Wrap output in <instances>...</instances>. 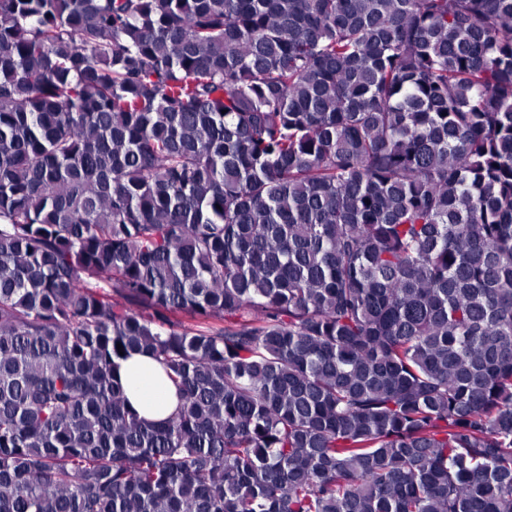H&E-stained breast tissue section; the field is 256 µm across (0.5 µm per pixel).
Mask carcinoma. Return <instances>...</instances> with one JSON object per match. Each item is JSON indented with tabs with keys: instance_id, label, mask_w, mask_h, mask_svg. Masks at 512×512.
<instances>
[{
	"instance_id": "obj_1",
	"label": "carcinoma",
	"mask_w": 512,
	"mask_h": 512,
	"mask_svg": "<svg viewBox=\"0 0 512 512\" xmlns=\"http://www.w3.org/2000/svg\"><path fill=\"white\" fill-rule=\"evenodd\" d=\"M0 512H512V0H0ZM131 405L147 420H161L173 412L178 399L165 382L160 366L149 355H133L118 369Z\"/></svg>"
}]
</instances>
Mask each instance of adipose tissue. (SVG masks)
<instances>
[{
	"instance_id": "ef3b65f1",
	"label": "adipose tissue",
	"mask_w": 512,
	"mask_h": 512,
	"mask_svg": "<svg viewBox=\"0 0 512 512\" xmlns=\"http://www.w3.org/2000/svg\"><path fill=\"white\" fill-rule=\"evenodd\" d=\"M118 372L131 405L142 417L161 420L175 410L177 396L150 356L134 355L121 360Z\"/></svg>"
}]
</instances>
